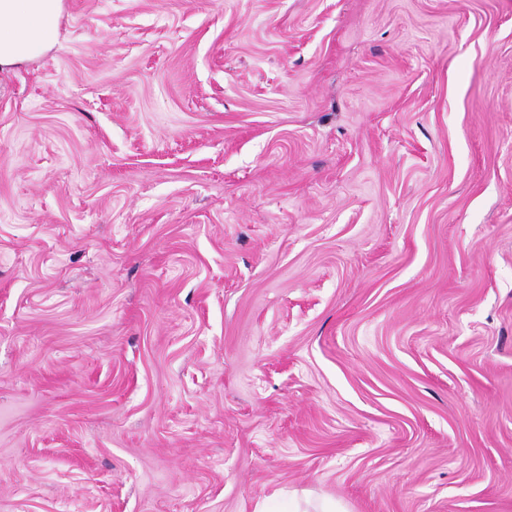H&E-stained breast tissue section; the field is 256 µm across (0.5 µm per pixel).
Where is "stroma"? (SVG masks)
<instances>
[{"label":"stroma","mask_w":512,"mask_h":512,"mask_svg":"<svg viewBox=\"0 0 512 512\" xmlns=\"http://www.w3.org/2000/svg\"><path fill=\"white\" fill-rule=\"evenodd\" d=\"M512 512V0H66L0 73V512Z\"/></svg>","instance_id":"stroma-1"}]
</instances>
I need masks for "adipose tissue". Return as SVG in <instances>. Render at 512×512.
I'll return each mask as SVG.
<instances>
[{
  "instance_id": "obj_1",
  "label": "adipose tissue",
  "mask_w": 512,
  "mask_h": 512,
  "mask_svg": "<svg viewBox=\"0 0 512 512\" xmlns=\"http://www.w3.org/2000/svg\"><path fill=\"white\" fill-rule=\"evenodd\" d=\"M64 11L65 0H0V72L51 50Z\"/></svg>"
}]
</instances>
